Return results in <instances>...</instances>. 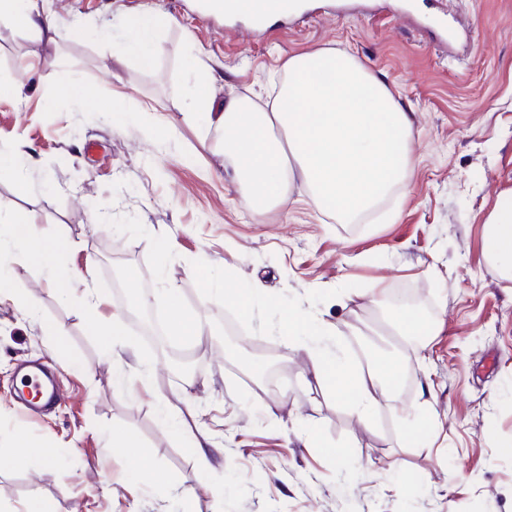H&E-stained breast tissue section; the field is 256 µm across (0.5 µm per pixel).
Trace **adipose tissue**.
Masks as SVG:
<instances>
[{"instance_id": "adipose-tissue-1", "label": "adipose tissue", "mask_w": 512, "mask_h": 512, "mask_svg": "<svg viewBox=\"0 0 512 512\" xmlns=\"http://www.w3.org/2000/svg\"><path fill=\"white\" fill-rule=\"evenodd\" d=\"M55 38V23L44 15L39 0H0V19ZM167 18L148 10L127 23L120 57L135 58L148 67L157 50V34ZM195 111L208 113L224 133V156L243 187V199L255 213L280 197L294 177L306 184L313 206L335 211L351 222L371 212L411 171L406 142L412 121L388 85L354 57L333 49H320L289 59L286 80L271 110L233 98L216 106L211 78L198 73L190 93ZM280 129L285 143L274 141ZM11 246L6 261L32 262L45 270L52 283L60 282V252L54 242L37 237L27 216H0V240ZM483 245L491 267L512 280V198L497 202L483 225ZM106 296L86 287L81 304L95 326L106 359H121L128 331L119 314L102 316ZM314 374L344 397L361 414L375 409L380 393L403 376L392 361L373 360L367 366L343 363L327 356L320 341L306 343Z\"/></svg>"}]
</instances>
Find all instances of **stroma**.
Returning <instances> with one entry per match:
<instances>
[{
  "label": "stroma",
  "instance_id": "1",
  "mask_svg": "<svg viewBox=\"0 0 512 512\" xmlns=\"http://www.w3.org/2000/svg\"><path fill=\"white\" fill-rule=\"evenodd\" d=\"M57 35L0 20V150L21 161L0 172V210L28 216L56 242L72 276L126 314L131 300L169 316L166 291L209 333L170 339L189 372L130 326L142 366L102 356L79 299L64 300L37 265L16 261L6 284L37 307L0 304V452L18 433L55 447L54 466L0 471V504L31 498L56 512H512V280L488 264L481 226L512 196V0H363L341 17L336 0H311L301 19L224 32L194 0H46ZM171 17L151 68L117 61L125 23L145 9ZM107 24L112 37L100 39ZM321 48L354 56L386 82L412 117L413 170L390 198L347 224L317 212L294 179L282 202L247 209L232 180L223 135L189 116L194 70L212 77L215 102L267 108L289 58ZM92 91L76 106L72 81ZM119 104L111 114L108 107ZM233 269L239 285L266 289L241 318L207 292ZM413 291L425 335H398L364 288ZM331 330V349L394 353L409 378L367 415L317 382L305 350L288 346L284 311ZM236 322L233 354L220 338ZM65 334L55 359L43 324ZM51 369L62 398L33 412L9 399L21 363ZM191 412L218 451L201 469L162 409ZM421 423L407 435L399 412ZM140 445L118 450L112 433ZM314 431L316 443L303 439ZM167 484L135 479L139 464ZM112 479L103 495L104 477Z\"/></svg>",
  "mask_w": 512,
  "mask_h": 512
}]
</instances>
